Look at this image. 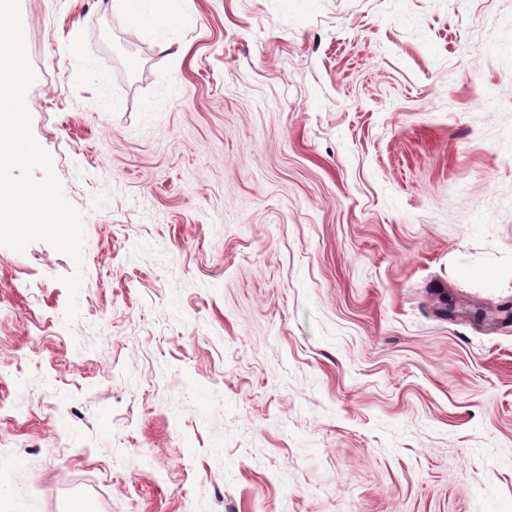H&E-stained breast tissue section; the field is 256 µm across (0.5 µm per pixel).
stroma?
Segmentation results:
<instances>
[{
  "mask_svg": "<svg viewBox=\"0 0 512 512\" xmlns=\"http://www.w3.org/2000/svg\"><path fill=\"white\" fill-rule=\"evenodd\" d=\"M20 9L0 512H512V0Z\"/></svg>",
  "mask_w": 512,
  "mask_h": 512,
  "instance_id": "35a3bbf8",
  "label": "stroma"
}]
</instances>
